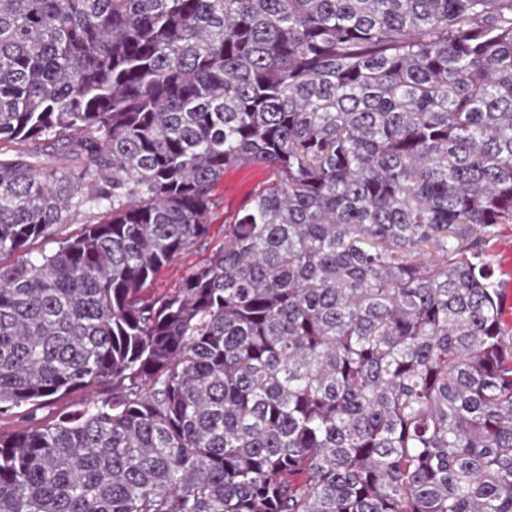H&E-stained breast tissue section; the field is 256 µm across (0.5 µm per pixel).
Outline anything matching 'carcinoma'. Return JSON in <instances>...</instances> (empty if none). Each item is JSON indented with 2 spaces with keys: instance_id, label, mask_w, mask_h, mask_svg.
<instances>
[{
  "instance_id": "1",
  "label": "carcinoma",
  "mask_w": 512,
  "mask_h": 512,
  "mask_svg": "<svg viewBox=\"0 0 512 512\" xmlns=\"http://www.w3.org/2000/svg\"><path fill=\"white\" fill-rule=\"evenodd\" d=\"M276 178L209 262L224 169ZM0 512H512V0H0ZM87 219L83 216L70 215L66 224H56L52 229V236L47 239L36 241L33 244L32 256H36L38 249L47 251L58 247V242L70 238L81 231ZM485 255L494 268L498 288H504L509 276L501 271V263L508 255L512 263V224L501 226L498 236L487 245ZM99 390H102V388L98 387L93 389H86L73 393L71 395L55 399L49 404H47L44 408L38 411L37 418H51L62 411L76 408L81 402H83L87 398V396H89L91 392L96 393Z\"/></svg>"
}]
</instances>
